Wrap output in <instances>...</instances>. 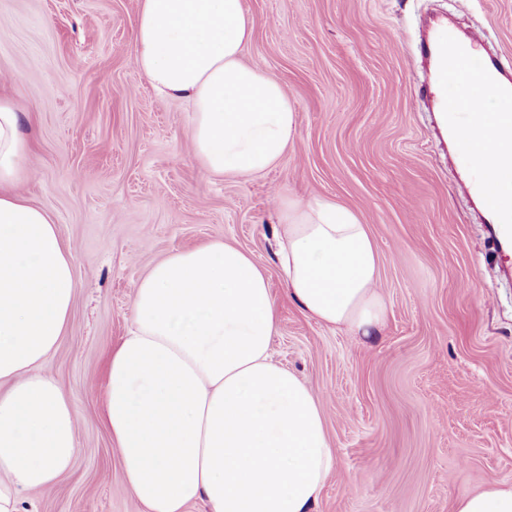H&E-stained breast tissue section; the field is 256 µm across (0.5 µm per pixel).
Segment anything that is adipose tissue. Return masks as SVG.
I'll return each mask as SVG.
<instances>
[{"label": "adipose tissue", "mask_w": 512, "mask_h": 512, "mask_svg": "<svg viewBox=\"0 0 512 512\" xmlns=\"http://www.w3.org/2000/svg\"><path fill=\"white\" fill-rule=\"evenodd\" d=\"M243 0H139V71L193 108V156L215 177L261 175L293 144L281 83L243 63ZM18 102L0 96V512L50 489L78 452L77 418L42 366L69 326L73 258L58 224L18 193L30 144ZM278 256L289 298L358 336L384 323L380 254L351 209L279 198ZM278 312L264 271L221 240L154 264L134 289L132 327L109 355L104 421L130 495L146 512H310L335 451L314 391L273 361ZM454 512H512V485L463 492Z\"/></svg>", "instance_id": "1"}]
</instances>
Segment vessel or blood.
I'll return each instance as SVG.
<instances>
[{
	"mask_svg": "<svg viewBox=\"0 0 512 512\" xmlns=\"http://www.w3.org/2000/svg\"><path fill=\"white\" fill-rule=\"evenodd\" d=\"M432 71L431 88L438 91L440 109L448 116V133L455 142L454 151L462 160L478 155V172L469 182V190L492 225L493 246L512 242V154L505 147L512 143V113L494 117L475 111L474 105L486 92L496 98L512 100V73L505 71L500 57L483 48L480 35H472L468 50L446 47L438 35H430L420 45ZM469 87L467 96L449 90L450 83ZM492 127L491 137L473 139L474 131Z\"/></svg>",
	"mask_w": 512,
	"mask_h": 512,
	"instance_id": "b4317fda",
	"label": "vessel or blood"
}]
</instances>
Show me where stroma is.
<instances>
[{"label":"stroma","instance_id":"obj_1","mask_svg":"<svg viewBox=\"0 0 512 512\" xmlns=\"http://www.w3.org/2000/svg\"><path fill=\"white\" fill-rule=\"evenodd\" d=\"M242 60L297 114L285 158L215 179L189 147L190 104L137 68L138 0H0V95L18 96L32 150L22 190L75 265L70 325L45 365L78 416L79 452L19 512H143L102 420L106 360L131 327L135 283L212 239L252 254L279 308L273 359L319 396L333 471L312 512H453L458 494L512 483V282L493 254L419 89V20L484 29L512 65V0H243ZM353 209L381 256L387 312L362 339L285 296L276 198Z\"/></svg>","mask_w":512,"mask_h":512}]
</instances>
